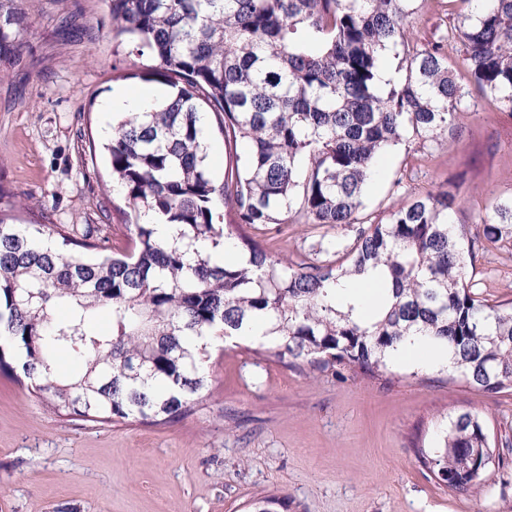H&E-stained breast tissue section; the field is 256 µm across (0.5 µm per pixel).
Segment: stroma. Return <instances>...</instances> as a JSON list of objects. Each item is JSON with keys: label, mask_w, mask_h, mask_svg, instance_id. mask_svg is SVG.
I'll return each instance as SVG.
<instances>
[{"label": "stroma", "mask_w": 512, "mask_h": 512, "mask_svg": "<svg viewBox=\"0 0 512 512\" xmlns=\"http://www.w3.org/2000/svg\"><path fill=\"white\" fill-rule=\"evenodd\" d=\"M29 17L19 61L0 56V193L26 202L13 224L102 228L105 255L130 245L121 192L89 144L112 133L107 107L127 57L112 46L109 0H16ZM448 0H418L413 38L457 22ZM414 193L463 179L486 206L512 196V109L478 99L451 141L422 148L405 138L367 188L383 217ZM312 224L263 234L271 254L296 258L315 243ZM482 298L512 300V239L487 244L476 263ZM195 413L167 425L100 423L48 410L29 380L0 373V512H246L266 492L287 512H512V387L487 394L444 363L393 362L373 378L352 366L310 371L254 354L246 341L217 342ZM468 412L493 451L488 487L449 493L421 449Z\"/></svg>", "instance_id": "stroma-1"}]
</instances>
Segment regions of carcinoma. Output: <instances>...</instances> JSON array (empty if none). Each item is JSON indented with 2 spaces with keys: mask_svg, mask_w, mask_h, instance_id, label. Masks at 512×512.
Here are the masks:
<instances>
[{
  "mask_svg": "<svg viewBox=\"0 0 512 512\" xmlns=\"http://www.w3.org/2000/svg\"><path fill=\"white\" fill-rule=\"evenodd\" d=\"M0 0V54L30 20ZM416 0H111L114 50L157 62L171 97L112 125L105 149L124 206L176 228L168 246L148 222L126 225L132 250L98 258L86 230L45 233L0 216V372L18 365L55 413L97 422L168 424L194 411L211 336L318 370L375 376L419 336L448 354L469 385L512 386V302L490 305L466 261L512 235V197L478 210L476 232L454 223L462 185L429 190L373 220L364 191L379 159L412 135L433 144L461 127L475 90L512 110V0H463L469 13L405 53L404 80H381L383 53L411 41ZM224 141V175L210 174L209 130ZM237 222L224 223V207ZM316 224L345 231L298 261L249 230ZM388 293L377 309L361 279ZM66 307L65 315L57 308ZM105 311L112 332L89 322ZM64 354L81 369L55 370ZM459 494L490 480L493 454L478 417L448 422L437 454L421 453ZM285 507L276 494L252 512Z\"/></svg>",
  "mask_w": 512,
  "mask_h": 512,
  "instance_id": "carcinoma-1",
  "label": "carcinoma"
}]
</instances>
